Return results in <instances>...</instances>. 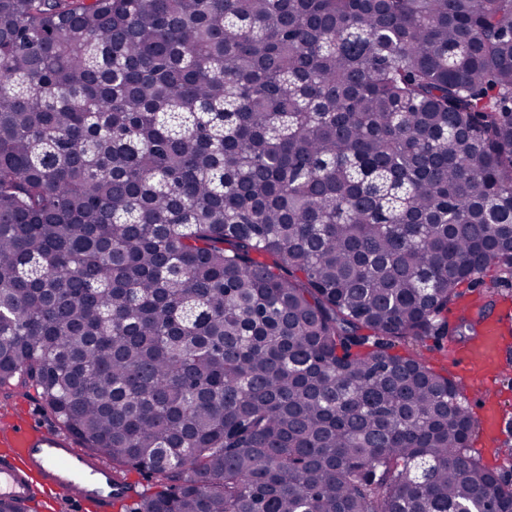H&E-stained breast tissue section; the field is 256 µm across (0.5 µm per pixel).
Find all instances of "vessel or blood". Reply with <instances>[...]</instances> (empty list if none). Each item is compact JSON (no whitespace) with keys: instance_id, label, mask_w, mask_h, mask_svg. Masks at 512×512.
I'll return each mask as SVG.
<instances>
[{"instance_id":"vessel-or-blood-1","label":"vessel or blood","mask_w":512,"mask_h":512,"mask_svg":"<svg viewBox=\"0 0 512 512\" xmlns=\"http://www.w3.org/2000/svg\"><path fill=\"white\" fill-rule=\"evenodd\" d=\"M501 328L499 319H485L478 338L463 347L449 346V357L493 377ZM51 496L76 512H114L133 492L117 482L111 462L30 413H20L0 425V498L27 507Z\"/></svg>"}]
</instances>
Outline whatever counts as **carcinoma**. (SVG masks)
<instances>
[{"label": "carcinoma", "mask_w": 512, "mask_h": 512, "mask_svg": "<svg viewBox=\"0 0 512 512\" xmlns=\"http://www.w3.org/2000/svg\"><path fill=\"white\" fill-rule=\"evenodd\" d=\"M490 269L512 0H0V388L128 512H512L394 351Z\"/></svg>", "instance_id": "cac0c4a2"}]
</instances>
